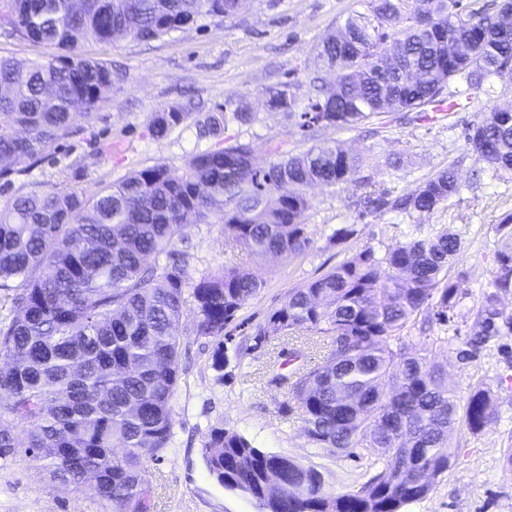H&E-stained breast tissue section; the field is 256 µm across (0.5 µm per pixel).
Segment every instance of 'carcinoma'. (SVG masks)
<instances>
[{"mask_svg": "<svg viewBox=\"0 0 512 512\" xmlns=\"http://www.w3.org/2000/svg\"><path fill=\"white\" fill-rule=\"evenodd\" d=\"M241 0H0V32L55 46L45 61L0 56V186L38 165L58 141L79 135L119 74L78 51L84 42H151L210 17L233 16ZM431 29H415V14ZM334 80L302 104L291 89L269 92L272 110L294 114L306 136L356 129L397 112L427 121L446 87L479 91L512 63V0L489 11L477 0H368L315 49ZM192 118L186 106L151 113L149 133L167 137ZM253 113L218 109L200 121L217 143L190 156L181 172L154 164L87 192L77 187L17 193L0 204V291L17 314L0 320V457L20 451L42 463L63 493L85 490L99 512H151L144 463L173 447V410L181 383L183 322L215 342L224 367V330L264 287L251 273L226 267L195 277L187 219L224 225L225 245L287 260L313 240L304 224L307 190L356 183L374 213L393 208L412 218L443 207L458 192L454 166L404 196L363 182V158L337 144L314 143L293 154L269 142L274 160L251 164L252 143L224 136ZM472 152L501 178L512 177V109L491 108L467 128ZM491 291L474 309L478 327L461 351L469 358L512 336V315L498 307L512 291V221L494 225ZM460 237L410 224L384 252L350 250L324 274L288 292L268 317L279 332L306 330L326 350L312 368L277 372L291 381L316 448L367 460V479L328 493L321 472L269 454L245 436L214 428L203 445L206 468L260 512H403L427 496L454 459L450 436L462 424L480 434L496 419L491 387L469 385L464 403L443 370L410 352L420 320L446 326L462 304L448 275ZM27 427L19 449L9 425ZM122 448L116 456L113 449Z\"/></svg>", "mask_w": 512, "mask_h": 512, "instance_id": "1", "label": "carcinoma"}]
</instances>
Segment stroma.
Returning a JSON list of instances; mask_svg holds the SVG:
<instances>
[{"mask_svg":"<svg viewBox=\"0 0 512 512\" xmlns=\"http://www.w3.org/2000/svg\"><path fill=\"white\" fill-rule=\"evenodd\" d=\"M360 0H243L238 12L219 21H199L184 31L149 43L133 39L90 43L82 52L121 73L105 103L90 118H78L84 135L61 141L37 167L20 175L13 187L0 188V202L12 194L50 186L88 191L130 171L157 163L180 171L190 155L207 147L195 124L187 123L169 137L156 140L148 132L151 113L172 105L192 104L194 112L216 107L252 112L251 124L230 127L229 136L252 141L254 162L266 167L269 142H286L297 153L309 143L293 117L270 110L266 91L294 83L297 95L314 97V49ZM512 106V71L489 76L485 88L473 92L468 107L443 120L424 124L404 120L386 126L336 129L318 133L364 156L363 174L392 194L413 191L429 176L455 164L460 191L446 206L424 216L427 224L458 233L463 249L449 274L464 295L454 322L433 328L415 341L443 368L448 386L466 398L469 383L493 389L498 418L478 435L456 430V457L428 495L404 512H512V476L503 469L504 449L512 448V386L500 376L512 375V353L490 344L479 357H460L471 329L470 310L478 305L494 276L495 251L501 240L494 224L512 216V179L497 177L467 147L465 128L492 107ZM359 191L351 184L309 189L304 222L314 245L304 255L276 263L241 251H230L220 224L192 226L186 243L190 271L199 276L227 266L240 267L262 279L258 296L239 314L248 330L266 325L290 289L338 263L343 254L331 238L348 226L355 234L349 247L365 244L383 250L393 246L412 219L394 210L358 218L353 202ZM180 361L184 382L174 406V445L162 461L145 464L153 487L152 512H259L250 497L225 490L208 473L202 448L212 428L236 431L265 451L286 455L321 471L330 494L352 487L359 475L354 463L313 447L304 432V416L290 388L271 380L280 351L296 350L299 365L322 362L325 350L308 332L279 334L275 340L240 356V330L224 343V367L212 366V343L196 338L183 323ZM0 512H95L85 492H58L40 462L18 453L0 459Z\"/></svg>","mask_w":512,"mask_h":512,"instance_id":"35a3bbf8","label":"stroma"}]
</instances>
